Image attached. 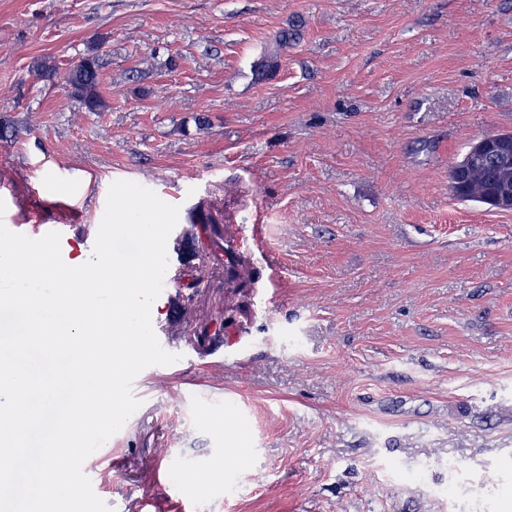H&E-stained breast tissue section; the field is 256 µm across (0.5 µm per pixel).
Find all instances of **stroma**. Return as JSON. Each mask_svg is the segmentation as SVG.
<instances>
[{"label": "stroma", "mask_w": 512, "mask_h": 512, "mask_svg": "<svg viewBox=\"0 0 512 512\" xmlns=\"http://www.w3.org/2000/svg\"><path fill=\"white\" fill-rule=\"evenodd\" d=\"M94 43L101 112L62 78ZM0 120L7 221L70 224L65 261L113 182L180 208L152 324L181 359L100 448L113 512H512V213L448 183L512 131V0H0ZM289 41L290 36H288V30H283L269 43L264 54L263 67L265 71L272 73L277 69L281 52L288 47Z\"/></svg>", "instance_id": "obj_1"}]
</instances>
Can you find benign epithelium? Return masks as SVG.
Returning a JSON list of instances; mask_svg holds the SVG:
<instances>
[{
  "instance_id": "7a95c632",
  "label": "benign epithelium",
  "mask_w": 512,
  "mask_h": 512,
  "mask_svg": "<svg viewBox=\"0 0 512 512\" xmlns=\"http://www.w3.org/2000/svg\"><path fill=\"white\" fill-rule=\"evenodd\" d=\"M491 176L495 192L485 206L499 212H512V131L483 136L469 143L462 158L449 172L452 185L465 177L480 179V174Z\"/></svg>"
}]
</instances>
